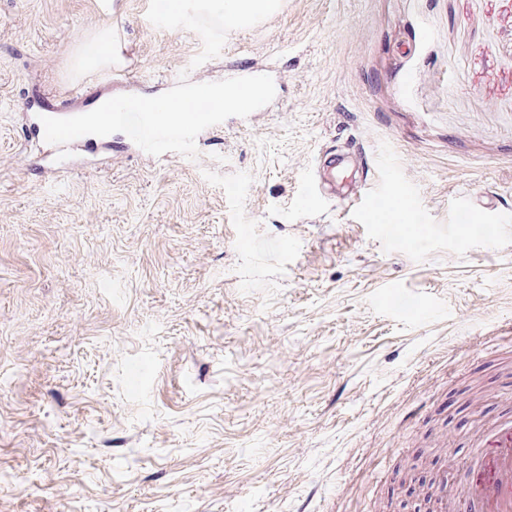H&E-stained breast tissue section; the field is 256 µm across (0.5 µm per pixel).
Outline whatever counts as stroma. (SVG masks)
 <instances>
[{
	"instance_id": "stroma-1",
	"label": "stroma",
	"mask_w": 512,
	"mask_h": 512,
	"mask_svg": "<svg viewBox=\"0 0 512 512\" xmlns=\"http://www.w3.org/2000/svg\"><path fill=\"white\" fill-rule=\"evenodd\" d=\"M160 2L0 0V512H472L512 385V0ZM104 30L131 76L68 111L257 76L262 105L195 158L49 175L26 114ZM347 148L356 202L308 198ZM185 10H205L230 24H239L273 5L268 0H195L176 1Z\"/></svg>"
}]
</instances>
